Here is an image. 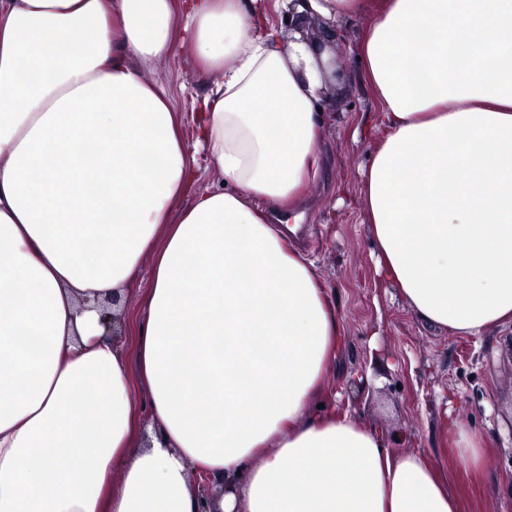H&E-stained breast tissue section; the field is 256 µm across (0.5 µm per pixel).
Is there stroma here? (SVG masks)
Listing matches in <instances>:
<instances>
[{
	"label": "stroma",
	"instance_id": "1",
	"mask_svg": "<svg viewBox=\"0 0 512 512\" xmlns=\"http://www.w3.org/2000/svg\"><path fill=\"white\" fill-rule=\"evenodd\" d=\"M365 22L336 31L335 89L340 110L328 114L322 136L328 158L325 182L308 188L296 245L312 260L336 294L343 336L318 400L326 412H346L362 423L404 437V448L423 452L444 471L461 512H512V327L489 331L483 339L457 336L424 325L381 282L375 272L368 225L338 202L355 193L360 170L373 151L354 137L362 120L377 121L376 102L361 71L355 48ZM149 80L185 88L182 110L204 93L215 76L197 72L183 54L154 64ZM151 263L143 261L135 290L117 312L126 348L143 314ZM466 429L478 432L476 466L463 467L456 448L440 429L443 410Z\"/></svg>",
	"mask_w": 512,
	"mask_h": 512
}]
</instances>
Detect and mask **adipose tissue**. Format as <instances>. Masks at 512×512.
<instances>
[{
	"label": "adipose tissue",
	"instance_id": "1",
	"mask_svg": "<svg viewBox=\"0 0 512 512\" xmlns=\"http://www.w3.org/2000/svg\"><path fill=\"white\" fill-rule=\"evenodd\" d=\"M368 21L384 128L352 204L382 278L461 336L512 325V0H310ZM286 0H0V512H460L430 460L309 407L342 336L269 213L321 175L330 95ZM186 47L221 80L172 91ZM152 264L136 353L95 301ZM149 391L141 436L132 376ZM151 81L164 82L178 87L185 85V97L180 100L184 133L190 141L192 135V124L190 121L191 96L203 94L215 82L220 80L218 75H201L195 69L191 60L179 51L169 59L154 64L146 74Z\"/></svg>",
	"mask_w": 512,
	"mask_h": 512
}]
</instances>
